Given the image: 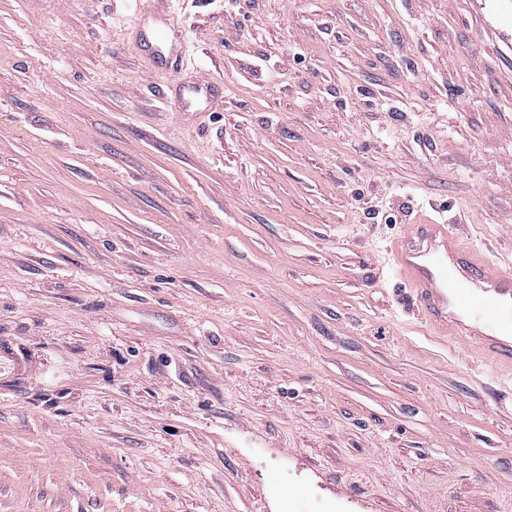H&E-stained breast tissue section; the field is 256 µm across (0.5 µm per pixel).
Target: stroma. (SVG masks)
<instances>
[{"mask_svg": "<svg viewBox=\"0 0 512 512\" xmlns=\"http://www.w3.org/2000/svg\"><path fill=\"white\" fill-rule=\"evenodd\" d=\"M424 214L512 254V0H0V512H512Z\"/></svg>", "mask_w": 512, "mask_h": 512, "instance_id": "obj_1", "label": "stroma"}]
</instances>
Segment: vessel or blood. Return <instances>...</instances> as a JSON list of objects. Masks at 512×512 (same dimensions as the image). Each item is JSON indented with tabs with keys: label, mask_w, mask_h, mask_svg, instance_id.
I'll return each mask as SVG.
<instances>
[{
	"label": "vessel or blood",
	"mask_w": 512,
	"mask_h": 512,
	"mask_svg": "<svg viewBox=\"0 0 512 512\" xmlns=\"http://www.w3.org/2000/svg\"><path fill=\"white\" fill-rule=\"evenodd\" d=\"M390 265L433 335L473 344L512 372V259L492 260L426 216L396 239Z\"/></svg>",
	"instance_id": "vessel-or-blood-1"
}]
</instances>
